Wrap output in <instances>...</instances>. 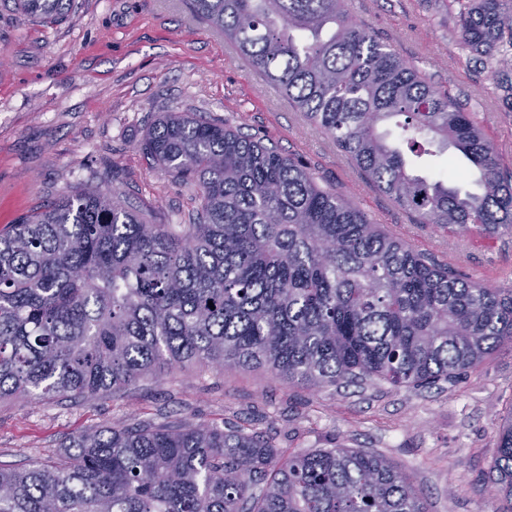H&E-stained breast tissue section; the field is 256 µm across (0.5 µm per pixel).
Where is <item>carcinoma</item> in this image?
Listing matches in <instances>:
<instances>
[{
	"label": "carcinoma",
	"mask_w": 512,
	"mask_h": 512,
	"mask_svg": "<svg viewBox=\"0 0 512 512\" xmlns=\"http://www.w3.org/2000/svg\"><path fill=\"white\" fill-rule=\"evenodd\" d=\"M71 0H18L44 24ZM421 224L512 231V172L448 91L354 19L345 0H185ZM459 45L512 112V0H448ZM453 147L482 191L431 176ZM199 187L190 224H158L98 188L0 232V399H100L186 363L264 368L291 386L375 378L431 387L512 342V288L463 277L369 220L276 147L195 112L140 144ZM491 470L512 512V416ZM0 512H428L392 461L350 448L285 456L241 425L186 420L71 437L52 462L0 465Z\"/></svg>",
	"instance_id": "obj_1"
}]
</instances>
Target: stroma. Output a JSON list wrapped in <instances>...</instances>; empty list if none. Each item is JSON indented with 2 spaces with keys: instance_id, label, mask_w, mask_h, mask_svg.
Masks as SVG:
<instances>
[{
  "instance_id": "35a3bbf8",
  "label": "stroma",
  "mask_w": 512,
  "mask_h": 512,
  "mask_svg": "<svg viewBox=\"0 0 512 512\" xmlns=\"http://www.w3.org/2000/svg\"><path fill=\"white\" fill-rule=\"evenodd\" d=\"M346 5L473 112L501 168L512 172V112L458 46L448 0ZM185 108L276 146L426 256L469 279L512 286V233L451 234L400 210L183 0H74L54 25L0 0V231L91 185L153 207L163 223H188L200 206L198 187L176 181L140 150L160 112ZM511 413L508 342L455 381L417 389L379 380L293 387L263 370L189 365L99 400L1 401L0 464L56 459L67 438L106 424H242L290 454L351 448L384 455L423 494L428 512H504L489 473L498 426Z\"/></svg>"
}]
</instances>
